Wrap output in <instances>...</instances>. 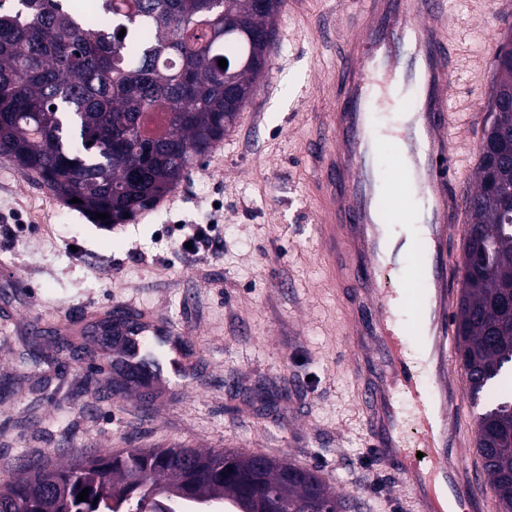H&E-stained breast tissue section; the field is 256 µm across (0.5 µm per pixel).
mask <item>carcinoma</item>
<instances>
[{"mask_svg": "<svg viewBox=\"0 0 512 512\" xmlns=\"http://www.w3.org/2000/svg\"><path fill=\"white\" fill-rule=\"evenodd\" d=\"M5 2L0 157L92 222L124 224L153 210L224 139L268 69L263 34L285 0H97L96 25L69 0ZM122 29L126 40L116 36ZM495 71L455 313L473 401L512 373V44ZM158 354L144 341L140 362L152 373ZM475 433L498 512H512V399L479 414ZM255 460L232 449L123 448L55 468L51 490L33 462L0 484V512H139L147 503L302 512L311 499L318 512H346L318 470L272 458L259 471Z\"/></svg>", "mask_w": 512, "mask_h": 512, "instance_id": "obj_1", "label": "carcinoma"}]
</instances>
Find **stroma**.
I'll return each mask as SVG.
<instances>
[{
	"instance_id": "stroma-1",
	"label": "stroma",
	"mask_w": 512,
	"mask_h": 512,
	"mask_svg": "<svg viewBox=\"0 0 512 512\" xmlns=\"http://www.w3.org/2000/svg\"><path fill=\"white\" fill-rule=\"evenodd\" d=\"M358 0H286L236 123L161 207L107 227L68 208L0 158V480L122 448H233L317 468L364 512H408L366 454L345 356L342 305L314 233L307 150L321 82ZM453 111L488 102L512 0H448ZM198 230L214 245L184 248ZM152 312L182 335L161 376L119 393L122 340L95 331L106 311ZM45 355L29 362V316Z\"/></svg>"
}]
</instances>
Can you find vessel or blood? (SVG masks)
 <instances>
[{
	"mask_svg": "<svg viewBox=\"0 0 512 512\" xmlns=\"http://www.w3.org/2000/svg\"><path fill=\"white\" fill-rule=\"evenodd\" d=\"M447 16V0H364L309 158L362 435L410 512L486 507L483 471L462 453L453 322L470 229L456 130L483 115L448 106Z\"/></svg>",
	"mask_w": 512,
	"mask_h": 512,
	"instance_id": "vessel-or-blood-1",
	"label": "vessel or blood"
}]
</instances>
